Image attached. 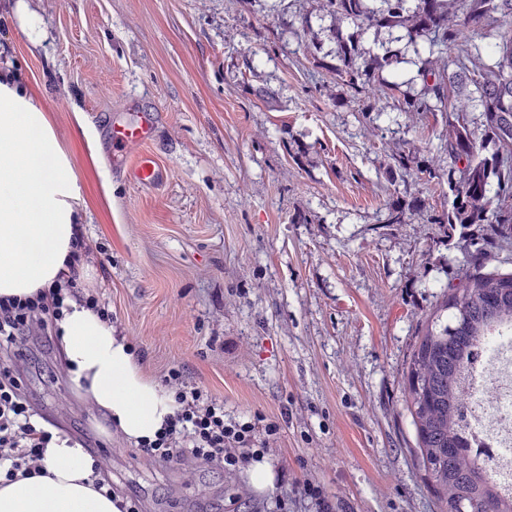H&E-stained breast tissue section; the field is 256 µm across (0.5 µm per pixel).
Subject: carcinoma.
Listing matches in <instances>:
<instances>
[{
	"instance_id": "obj_1",
	"label": "carcinoma",
	"mask_w": 512,
	"mask_h": 512,
	"mask_svg": "<svg viewBox=\"0 0 512 512\" xmlns=\"http://www.w3.org/2000/svg\"><path fill=\"white\" fill-rule=\"evenodd\" d=\"M320 11L337 21L331 29L336 65L331 70L347 88L374 97L394 86L375 84V72L399 63V52L365 57L359 42L343 32V23L367 29L400 30L430 59L418 71L420 93L403 97V112L448 114L440 149L450 160L448 174L435 161L415 163L398 152V168L417 171L431 182L447 180L448 209L429 214L428 224H446L467 242L458 283L437 301L422 329L406 371V411L416 430L415 460L431 481L440 512H512V498L500 497L488 470L461 455L459 424L465 418L459 386L478 342L512 323V272H486L485 261L512 241V0H317ZM501 29L491 46L492 62L463 36L466 27ZM472 85L483 106V133L458 107L457 89ZM494 151L486 155L487 144ZM463 164L455 178V166Z\"/></svg>"
}]
</instances>
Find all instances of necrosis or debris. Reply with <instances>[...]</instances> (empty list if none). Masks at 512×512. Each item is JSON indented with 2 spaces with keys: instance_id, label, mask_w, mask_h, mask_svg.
I'll list each match as a JSON object with an SVG mask.
<instances>
[{
  "instance_id": "4bbe7bcc",
  "label": "necrosis or debris",
  "mask_w": 512,
  "mask_h": 512,
  "mask_svg": "<svg viewBox=\"0 0 512 512\" xmlns=\"http://www.w3.org/2000/svg\"><path fill=\"white\" fill-rule=\"evenodd\" d=\"M462 398L465 458L488 464L504 494L512 493V326L483 339L468 368Z\"/></svg>"
}]
</instances>
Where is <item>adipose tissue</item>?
<instances>
[{
	"instance_id": "1",
	"label": "adipose tissue",
	"mask_w": 512,
	"mask_h": 512,
	"mask_svg": "<svg viewBox=\"0 0 512 512\" xmlns=\"http://www.w3.org/2000/svg\"><path fill=\"white\" fill-rule=\"evenodd\" d=\"M70 161L43 113L22 90L0 83V300L24 298L79 279L84 242ZM57 322L66 365L79 390L117 431L138 444L154 439L176 410L171 392L148 379L132 345L72 298ZM45 476H0V512H119V495L95 489L92 459L65 433L43 453Z\"/></svg>"
}]
</instances>
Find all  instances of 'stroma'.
I'll use <instances>...</instances> for the list:
<instances>
[{
  "label": "stroma",
  "mask_w": 512,
  "mask_h": 512,
  "mask_svg": "<svg viewBox=\"0 0 512 512\" xmlns=\"http://www.w3.org/2000/svg\"><path fill=\"white\" fill-rule=\"evenodd\" d=\"M333 25L316 0H0V76L71 161L113 327L147 377L180 367L254 424L273 468L259 491L248 461L137 455L77 391L58 338L28 345L14 363L31 406L103 451L113 492L144 512H437L404 373L464 242L416 213L386 218L394 202L447 210V185L392 159L437 154L446 117L401 110L421 87L410 50L383 75L390 97L334 81ZM144 112L150 186L106 136ZM130 176L143 185H151L161 178V171L154 158L141 154L136 161L128 166Z\"/></svg>",
  "instance_id": "35a3bbf8"
}]
</instances>
